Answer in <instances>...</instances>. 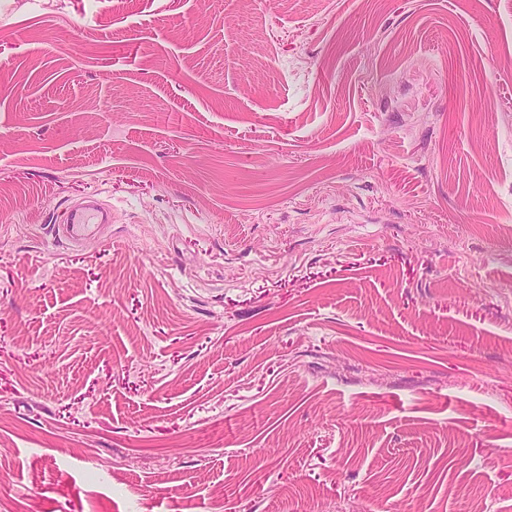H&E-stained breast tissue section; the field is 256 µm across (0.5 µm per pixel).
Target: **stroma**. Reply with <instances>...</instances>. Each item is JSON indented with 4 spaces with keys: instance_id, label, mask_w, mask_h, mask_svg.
I'll return each mask as SVG.
<instances>
[{
    "instance_id": "35a3bbf8",
    "label": "stroma",
    "mask_w": 512,
    "mask_h": 512,
    "mask_svg": "<svg viewBox=\"0 0 512 512\" xmlns=\"http://www.w3.org/2000/svg\"><path fill=\"white\" fill-rule=\"evenodd\" d=\"M0 512H512V0H0ZM112 222V207L103 200L74 203L67 208L62 224L53 225L54 239L77 243L93 235L100 224Z\"/></svg>"
}]
</instances>
